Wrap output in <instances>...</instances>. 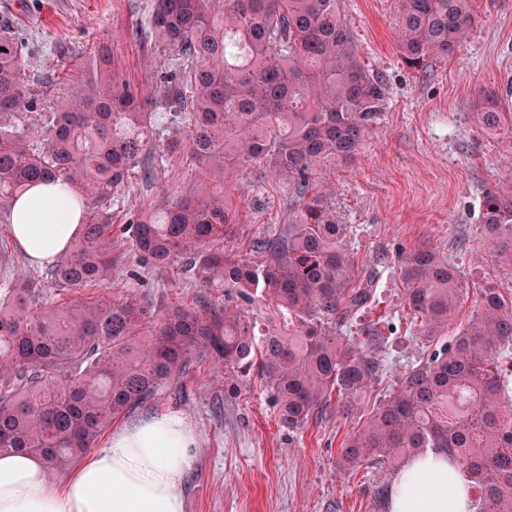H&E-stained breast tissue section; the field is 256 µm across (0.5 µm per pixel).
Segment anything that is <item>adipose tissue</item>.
<instances>
[{"label":"adipose tissue","instance_id":"1","mask_svg":"<svg viewBox=\"0 0 512 512\" xmlns=\"http://www.w3.org/2000/svg\"><path fill=\"white\" fill-rule=\"evenodd\" d=\"M77 192L37 184L14 203L11 233L31 263L64 255L80 228ZM196 435L180 415H153L113 431L63 483L51 484L42 460L0 453V512H186L184 477L194 464ZM449 473L445 453L410 458L392 483L391 512H471L465 481L437 492Z\"/></svg>","mask_w":512,"mask_h":512}]
</instances>
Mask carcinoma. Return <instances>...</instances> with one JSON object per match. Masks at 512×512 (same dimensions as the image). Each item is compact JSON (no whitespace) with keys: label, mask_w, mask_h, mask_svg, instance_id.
I'll return each instance as SVG.
<instances>
[{"label":"carcinoma","mask_w":512,"mask_h":512,"mask_svg":"<svg viewBox=\"0 0 512 512\" xmlns=\"http://www.w3.org/2000/svg\"><path fill=\"white\" fill-rule=\"evenodd\" d=\"M212 2L155 0L140 23L150 48L179 56L157 82L158 101L140 98L103 54L35 120L30 60L0 28V209L39 182L82 196L83 233L45 279L61 291L104 280L117 233L147 264L182 262L201 288L189 305L158 309L131 297L53 306L24 275L1 269L0 450L72 466L112 422L156 404L204 361L232 390L256 374L290 430L333 395L341 415L356 414L389 369L378 323L358 321L375 281H356L346 225L314 179L354 161L386 107V80L360 58L340 0H222L218 11ZM400 16V56L420 70L459 50L474 0H400ZM503 122L492 100L477 113L485 131ZM174 154L218 188L115 228L112 204L136 169L150 175ZM246 167L259 191L293 181L295 219L213 250L240 223L224 182ZM481 228L512 265V198L486 193ZM401 281L405 332L432 351L405 365L398 390L344 439L338 465L366 470L372 512H388V475L440 448L465 475L475 512H512V291L481 290L457 327L469 286L447 259L415 249ZM259 298L283 327L256 332L247 306Z\"/></svg>","instance_id":"obj_1"}]
</instances>
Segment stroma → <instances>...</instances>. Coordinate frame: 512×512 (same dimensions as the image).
<instances>
[{
	"instance_id": "1",
	"label": "stroma",
	"mask_w": 512,
	"mask_h": 512,
	"mask_svg": "<svg viewBox=\"0 0 512 512\" xmlns=\"http://www.w3.org/2000/svg\"><path fill=\"white\" fill-rule=\"evenodd\" d=\"M154 0H0V27L10 28L33 61L27 89L45 112L65 96L67 83L81 79L98 49L112 53V67L144 96L154 93L157 71L170 68V52H147L131 31ZM343 14L361 58L388 81L389 99L355 165L324 176L323 186L355 257V274L382 264L368 319L402 311L400 264L416 248L448 257L472 291L512 290V273L480 232L486 192L512 196V125L480 131L476 114L487 91L499 93L502 111L512 113V0H475L467 40L449 58L429 60L422 71L399 55V0H342ZM212 182L172 156L152 180L133 178L114 207L121 225L134 215L182 199L202 198ZM292 183L270 186L256 197L245 179L229 190L241 213L230 228L242 244L290 224ZM114 262L106 280L77 295L83 299L131 297L142 304L192 303L199 293L194 274L180 262L140 264L129 241L112 240ZM37 279L40 299L61 300L13 243L9 220L0 217V259ZM426 351L424 342L392 335L386 354L392 367L369 393L364 409L377 407L398 387L406 362ZM153 413L183 416L195 431V463L184 481L186 512H368L370 494L359 477L337 469L344 438L359 427L357 417L328 409L305 429L282 427L272 395L258 377L228 393L211 363L181 383L180 394L162 399Z\"/></svg>"
}]
</instances>
